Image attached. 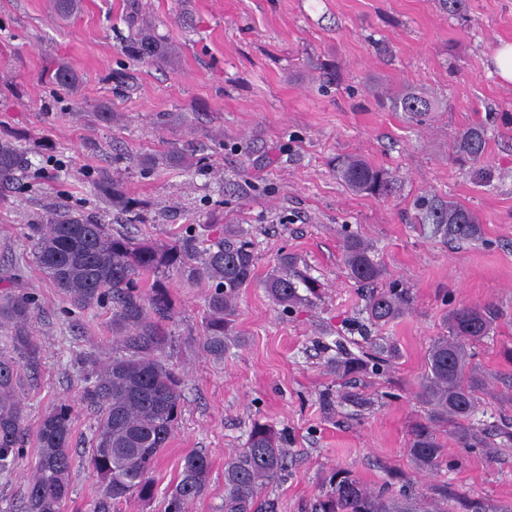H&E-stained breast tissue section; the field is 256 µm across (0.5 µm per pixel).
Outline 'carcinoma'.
<instances>
[{"mask_svg":"<svg viewBox=\"0 0 512 512\" xmlns=\"http://www.w3.org/2000/svg\"><path fill=\"white\" fill-rule=\"evenodd\" d=\"M138 58L149 60L166 53L150 34L143 33L134 46ZM393 109L416 121L432 109L424 96L406 91ZM486 150L485 130L467 128L458 140V151L477 162ZM28 167L25 152L12 140L0 138V184L16 179ZM340 179L355 193L389 195L387 173L358 156L336 165ZM95 191L113 209L134 211L136 201L126 195L109 174L101 175ZM423 220L435 235L465 241L478 232L479 218L465 206L439 200L421 204ZM27 237L40 272L73 307L84 309L110 305L112 334L123 354L107 360L86 358L81 402L97 417L88 467L101 489L93 512H113L124 499H147L154 494V472L181 412V382L163 360L174 319L175 303L164 276L172 269L207 285L203 351L222 359L240 343L236 330V300L242 288L254 280L253 243L244 231L226 225L224 237L204 247L189 233L164 244L149 243L124 232H113L94 219L76 217L64 207L44 224L28 225ZM344 263L350 276L363 285H374L384 275L362 238L348 236L343 244ZM292 257L283 255L278 270L264 280V288L277 303L288 306L298 300ZM405 299L391 288L369 296V320L385 324L403 314ZM39 315L36 297L28 292L0 297V328L11 332L12 350L0 352V475L14 469L24 451L27 432L22 404L17 396L22 367L34 368L42 346L32 324ZM496 318L488 307L461 306L447 317L448 334L433 341L427 358L419 398L428 407V423L417 426L409 452L422 468L439 463L442 447L434 428L448 423L458 428L465 443L482 441L465 421L486 389L485 377L471 365L467 345L486 336ZM367 362L350 358L336 362V373L346 377L363 372ZM74 408L55 405L40 421L36 434L34 474L26 488L21 512H62L70 498L72 467L70 441ZM287 468V454L274 429L254 423L246 443L224 464V512H272L271 503L260 500L263 486L279 479ZM207 456L192 453L184 458L180 480L168 499L165 512H183L184 504L201 496L208 485ZM461 512H512V503L492 506L480 499L458 502ZM316 512H447L432 508L418 494L387 497L368 490L349 472L336 474V483L318 503Z\"/></svg>","mask_w":512,"mask_h":512,"instance_id":"obj_1","label":"carcinoma"}]
</instances>
